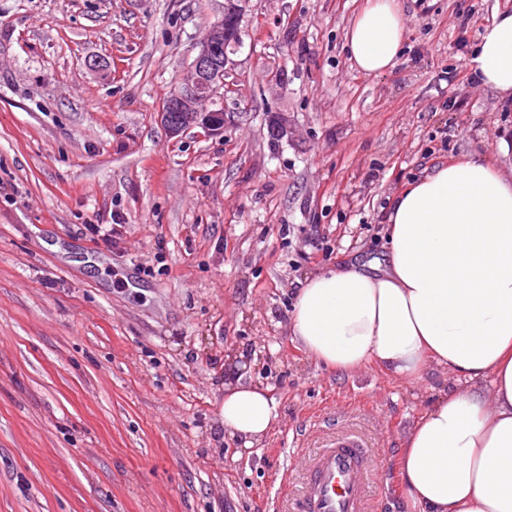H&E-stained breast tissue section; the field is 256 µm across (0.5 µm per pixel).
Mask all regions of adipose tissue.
<instances>
[{"instance_id": "adipose-tissue-1", "label": "adipose tissue", "mask_w": 512, "mask_h": 512, "mask_svg": "<svg viewBox=\"0 0 512 512\" xmlns=\"http://www.w3.org/2000/svg\"><path fill=\"white\" fill-rule=\"evenodd\" d=\"M406 29L394 0H366L346 31L368 75L397 63ZM483 85L512 95V12L497 13L471 59ZM383 260L319 272L299 288L291 332L317 362L379 366L421 382L448 373L399 455L414 512H512V175L482 157L407 183L387 216ZM224 431L249 449L277 419L266 389L224 386Z\"/></svg>"}]
</instances>
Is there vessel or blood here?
<instances>
[{
	"instance_id": "b4317fda",
	"label": "vessel or blood",
	"mask_w": 512,
	"mask_h": 512,
	"mask_svg": "<svg viewBox=\"0 0 512 512\" xmlns=\"http://www.w3.org/2000/svg\"><path fill=\"white\" fill-rule=\"evenodd\" d=\"M373 457L357 431L342 430L308 458L305 492L294 512H365Z\"/></svg>"
}]
</instances>
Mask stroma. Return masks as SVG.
<instances>
[{"instance_id": "35a3bbf8", "label": "stroma", "mask_w": 512, "mask_h": 512, "mask_svg": "<svg viewBox=\"0 0 512 512\" xmlns=\"http://www.w3.org/2000/svg\"><path fill=\"white\" fill-rule=\"evenodd\" d=\"M398 2L399 62L368 76L345 49L364 0H247L204 139L158 110L224 0H0V512H288L336 424L373 451L370 512H410L399 450L447 374L341 376L290 328L305 279L383 257L406 183L512 172V105L471 76L512 0ZM237 357L278 404L247 451L219 418Z\"/></svg>"}]
</instances>
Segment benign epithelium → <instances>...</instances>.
Returning a JSON list of instances; mask_svg holds the SVG:
<instances>
[{"instance_id": "1", "label": "benign epithelium", "mask_w": 512, "mask_h": 512, "mask_svg": "<svg viewBox=\"0 0 512 512\" xmlns=\"http://www.w3.org/2000/svg\"><path fill=\"white\" fill-rule=\"evenodd\" d=\"M245 2L224 0L222 14L196 43L197 54L184 85L164 100L159 116L170 136L194 130L209 139L224 137L230 119L224 112V97L231 91L225 77L236 65L230 54L239 42Z\"/></svg>"}]
</instances>
